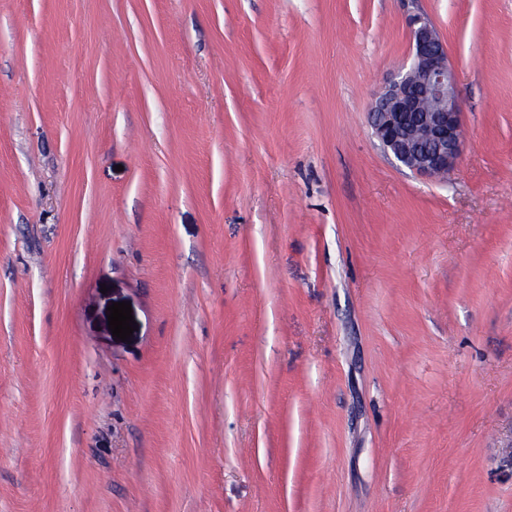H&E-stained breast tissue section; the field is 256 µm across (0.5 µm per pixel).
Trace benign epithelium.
I'll return each mask as SVG.
<instances>
[{
  "label": "benign epithelium",
  "instance_id": "7a95c632",
  "mask_svg": "<svg viewBox=\"0 0 512 512\" xmlns=\"http://www.w3.org/2000/svg\"><path fill=\"white\" fill-rule=\"evenodd\" d=\"M409 61L375 97L369 120L384 151L420 176L451 169L463 128L454 67L435 25L423 13L408 17Z\"/></svg>",
  "mask_w": 512,
  "mask_h": 512
}]
</instances>
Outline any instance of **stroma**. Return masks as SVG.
Here are the masks:
<instances>
[{"label":"stroma","mask_w":512,"mask_h":512,"mask_svg":"<svg viewBox=\"0 0 512 512\" xmlns=\"http://www.w3.org/2000/svg\"><path fill=\"white\" fill-rule=\"evenodd\" d=\"M0 512H512V0H0ZM409 61L375 97L369 120L384 151L420 176L448 173L461 152L463 128L454 67L428 16L409 14Z\"/></svg>","instance_id":"1"}]
</instances>
